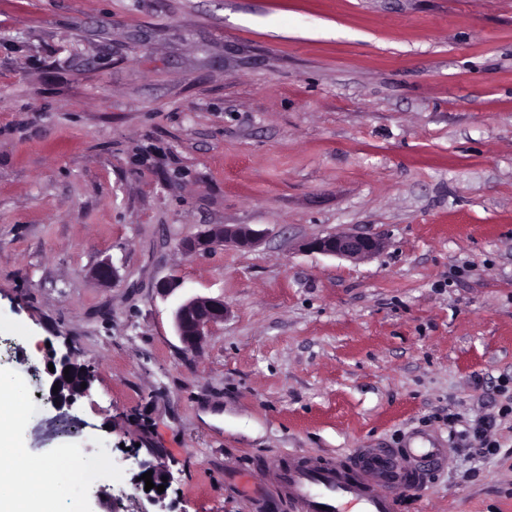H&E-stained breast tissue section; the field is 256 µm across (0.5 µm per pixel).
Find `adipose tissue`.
Listing matches in <instances>:
<instances>
[{
  "mask_svg": "<svg viewBox=\"0 0 512 512\" xmlns=\"http://www.w3.org/2000/svg\"><path fill=\"white\" fill-rule=\"evenodd\" d=\"M12 434L0 431V454L19 457V464L0 471V512H47L62 499L79 502V484L57 466L20 458Z\"/></svg>",
  "mask_w": 512,
  "mask_h": 512,
  "instance_id": "adipose-tissue-1",
  "label": "adipose tissue"
}]
</instances>
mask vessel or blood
<instances>
[{
	"label": "vessel or blood",
	"mask_w": 512,
	"mask_h": 512,
	"mask_svg": "<svg viewBox=\"0 0 512 512\" xmlns=\"http://www.w3.org/2000/svg\"><path fill=\"white\" fill-rule=\"evenodd\" d=\"M448 465V450L429 435L402 448H357L342 459L298 455L274 462L243 493L255 512H396L400 496L423 489Z\"/></svg>",
	"instance_id": "b4317fda"
}]
</instances>
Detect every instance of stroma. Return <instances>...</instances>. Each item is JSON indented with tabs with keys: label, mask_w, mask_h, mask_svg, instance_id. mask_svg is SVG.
I'll list each match as a JSON object with an SVG mask.
<instances>
[{
	"label": "stroma",
	"mask_w": 512,
	"mask_h": 512,
	"mask_svg": "<svg viewBox=\"0 0 512 512\" xmlns=\"http://www.w3.org/2000/svg\"><path fill=\"white\" fill-rule=\"evenodd\" d=\"M205 224L269 235L183 256ZM338 231L383 248L304 250ZM194 296L228 314L187 352ZM68 353L89 394L36 403ZM507 379L512 0H0V429L103 463L82 512L146 505L157 450L172 512H252L230 473L420 430L448 465L398 512H512ZM303 246L307 251L326 256L362 260L376 255L382 242L371 235L335 232L309 239Z\"/></svg>",
	"instance_id": "1"
}]
</instances>
